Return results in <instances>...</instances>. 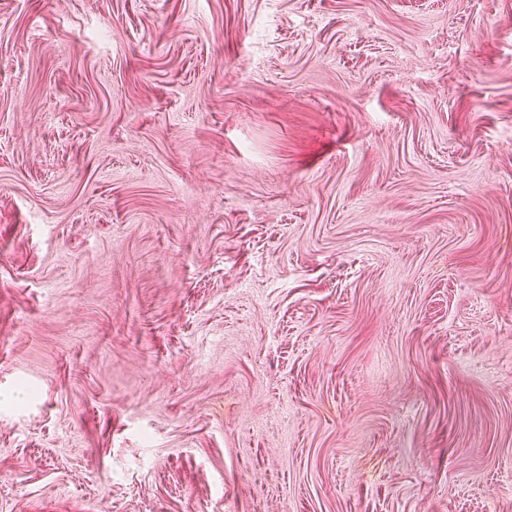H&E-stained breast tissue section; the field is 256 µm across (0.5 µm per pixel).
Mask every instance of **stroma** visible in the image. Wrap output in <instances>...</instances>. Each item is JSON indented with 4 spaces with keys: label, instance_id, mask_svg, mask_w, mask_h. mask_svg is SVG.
Masks as SVG:
<instances>
[{
    "label": "stroma",
    "instance_id": "obj_1",
    "mask_svg": "<svg viewBox=\"0 0 512 512\" xmlns=\"http://www.w3.org/2000/svg\"><path fill=\"white\" fill-rule=\"evenodd\" d=\"M0 512H512V0H0Z\"/></svg>",
    "mask_w": 512,
    "mask_h": 512
}]
</instances>
